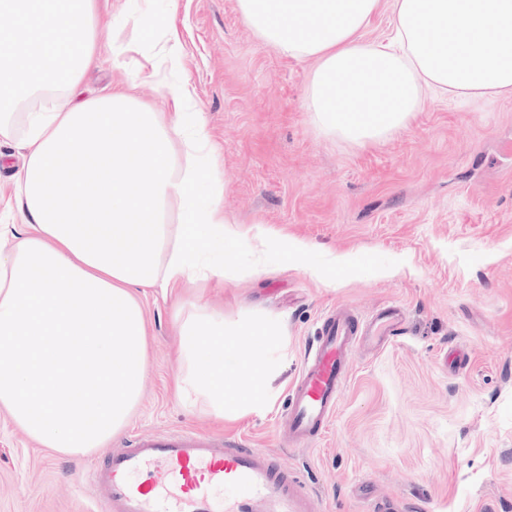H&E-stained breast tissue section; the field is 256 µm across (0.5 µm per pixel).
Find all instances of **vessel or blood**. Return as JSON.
Listing matches in <instances>:
<instances>
[{"mask_svg": "<svg viewBox=\"0 0 512 512\" xmlns=\"http://www.w3.org/2000/svg\"><path fill=\"white\" fill-rule=\"evenodd\" d=\"M400 330V312L391 306L367 320L345 309L325 317L288 394V433L296 443L326 429L349 377V351ZM93 480L105 512H311L308 493L265 453L188 434L143 436L110 449Z\"/></svg>", "mask_w": 512, "mask_h": 512, "instance_id": "b4317fda", "label": "vessel or blood"}]
</instances>
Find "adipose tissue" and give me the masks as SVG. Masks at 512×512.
I'll list each match as a JSON object with an SVG mask.
<instances>
[{
    "label": "adipose tissue",
    "mask_w": 512,
    "mask_h": 512,
    "mask_svg": "<svg viewBox=\"0 0 512 512\" xmlns=\"http://www.w3.org/2000/svg\"><path fill=\"white\" fill-rule=\"evenodd\" d=\"M279 53L312 58L306 110L324 133L378 141L421 111L422 89L461 102L512 98V0H393L391 33L363 40L379 0H237ZM0 137L24 150L22 221L0 224V412L44 447L88 455L122 432L147 374V289L172 302L174 397L220 420L266 411L286 343L277 319L225 318L208 284L266 265L227 264L244 245L224 212L218 154L181 54L165 43L137 77L164 83L156 112L119 86L67 94L112 48L98 0H0ZM54 90L39 112L19 104Z\"/></svg>",
    "instance_id": "obj_1"
}]
</instances>
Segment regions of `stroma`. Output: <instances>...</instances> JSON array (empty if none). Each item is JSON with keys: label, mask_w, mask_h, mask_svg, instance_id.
I'll return each mask as SVG.
<instances>
[{"label": "stroma", "mask_w": 512, "mask_h": 512, "mask_svg": "<svg viewBox=\"0 0 512 512\" xmlns=\"http://www.w3.org/2000/svg\"><path fill=\"white\" fill-rule=\"evenodd\" d=\"M181 46L182 75L211 131L224 211L306 244L296 263L258 278L212 281L204 302L228 318L259 311L288 343L269 380L271 410L218 422L177 403L172 309L143 301L149 369L130 424L142 434L194 431L259 448L294 472L317 512H505L512 505V98L461 106L423 92V108L380 141L324 134L306 110L313 60L279 54L244 23L236 0H151ZM123 69L89 70L74 101L109 94L144 62L135 21L114 31ZM351 258L335 281L307 267ZM401 309L403 334L356 345L324 435L298 446L285 425L288 390L336 307L359 317ZM97 449L45 448L0 413V512H100Z\"/></svg>", "instance_id": "stroma-1"}]
</instances>
